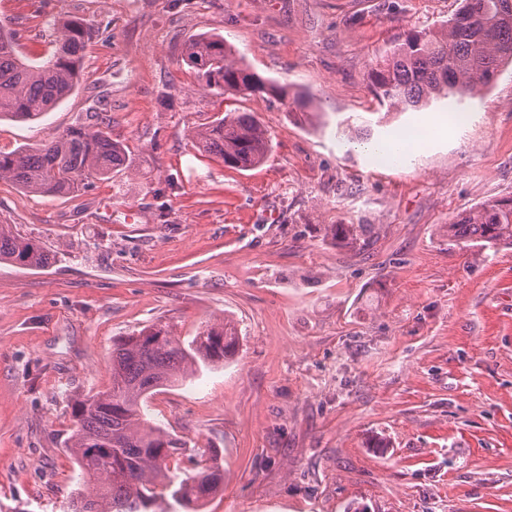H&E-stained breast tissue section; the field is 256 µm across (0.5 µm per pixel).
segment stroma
Returning a JSON list of instances; mask_svg holds the SVG:
<instances>
[{
  "label": "stroma",
  "mask_w": 512,
  "mask_h": 512,
  "mask_svg": "<svg viewBox=\"0 0 512 512\" xmlns=\"http://www.w3.org/2000/svg\"><path fill=\"white\" fill-rule=\"evenodd\" d=\"M459 0H0L32 61L55 25H90L79 85L35 121H0V150L101 113L130 168L78 191L0 180V224L47 251L0 263V512H62L79 469L69 401L112 383V343L152 325L188 339L232 320L235 357L147 402L217 451L205 512H512V245H449L445 226L512 199V63L466 99L468 122L404 114L427 139L391 164L336 123L377 111L367 72ZM218 33L258 74L302 91L301 119L200 89L185 42ZM252 112L267 160L225 167L192 133ZM370 224L363 247L327 235Z\"/></svg>",
  "instance_id": "obj_1"
}]
</instances>
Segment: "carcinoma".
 I'll return each instance as SVG.
<instances>
[{"instance_id": "obj_1", "label": "carcinoma", "mask_w": 512, "mask_h": 512, "mask_svg": "<svg viewBox=\"0 0 512 512\" xmlns=\"http://www.w3.org/2000/svg\"><path fill=\"white\" fill-rule=\"evenodd\" d=\"M90 29L79 20L61 22L54 53L29 62L17 53V33L0 21V120L41 118L75 90L83 68ZM183 60L205 91L224 96L265 97L288 112L309 114L305 93L264 78L236 57L220 35L185 43ZM512 62V0H460L457 11L439 28L409 31L376 57L367 79L383 117L392 112L435 111L448 99L472 97L488 86L501 64ZM357 132L373 137L372 122L337 124L336 135ZM194 139L203 151L232 169L253 168L267 158L268 130L252 112H227L198 128ZM129 167L122 141L112 138L97 112L35 148L0 151V180L33 194H66L92 179H105ZM332 238L350 246L366 244L371 224H331ZM448 244L495 249L512 245V201L489 199L448 225ZM0 263L44 268L48 256L32 240L0 224ZM239 332L225 319L181 341L160 326L142 329L112 345V388L71 398L75 431L69 450L89 492L77 487L68 512H173L171 503L202 512L223 489L224 469L211 448L205 463L179 478L169 461L186 443L153 424L144 414L148 395L193 375L200 366L224 363L236 351Z\"/></svg>"}]
</instances>
